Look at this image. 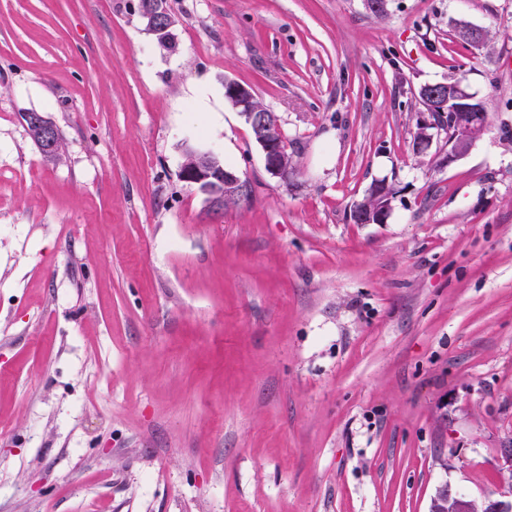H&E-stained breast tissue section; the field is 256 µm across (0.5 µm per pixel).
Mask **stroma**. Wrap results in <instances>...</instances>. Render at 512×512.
<instances>
[{"label":"stroma","mask_w":512,"mask_h":512,"mask_svg":"<svg viewBox=\"0 0 512 512\" xmlns=\"http://www.w3.org/2000/svg\"><path fill=\"white\" fill-rule=\"evenodd\" d=\"M138 4L0 0V512L511 492L512 0H171L168 49ZM228 79L279 116L287 181ZM456 80L488 119L448 165L418 93ZM189 145L251 200L208 213ZM382 179L386 221L354 223ZM23 121L27 130L36 134L42 154L47 158L53 157L60 142L59 130L55 124L41 112H25Z\"/></svg>","instance_id":"1"}]
</instances>
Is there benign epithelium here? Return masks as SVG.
<instances>
[{"label": "benign epithelium", "mask_w": 512, "mask_h": 512, "mask_svg": "<svg viewBox=\"0 0 512 512\" xmlns=\"http://www.w3.org/2000/svg\"><path fill=\"white\" fill-rule=\"evenodd\" d=\"M140 16L147 29L155 34L159 42L167 43V34L176 23L168 0H139ZM424 93L432 99H439L453 110L452 116L459 119L454 135L448 140L447 163L452 164L463 157L469 150L474 131L482 129L486 123V113L473 111L476 96L467 87L458 82L453 87L445 83L427 84ZM225 98L251 129V135L263 152L266 172L275 178L288 179L286 163L287 149L284 144V131L278 116L272 112H254L251 102L254 100L252 89L234 80L224 82ZM432 113L418 124L417 144L421 150L426 149L433 139V131L439 130L437 123L430 119ZM23 121L27 130L36 134L42 154L48 158L56 154L60 142L59 130L55 124L41 112H26ZM180 177L187 183L198 187L209 208L219 212L224 208V199L236 197L244 203L243 193L247 183L223 160L210 150H188L180 170ZM429 512H474L473 503L464 496L452 491L448 486L440 487L431 498Z\"/></svg>", "instance_id": "1"}]
</instances>
